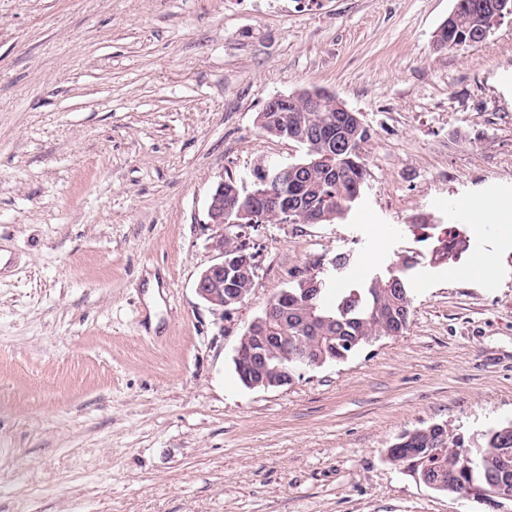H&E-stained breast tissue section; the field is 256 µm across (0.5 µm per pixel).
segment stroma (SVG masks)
<instances>
[{
    "mask_svg": "<svg viewBox=\"0 0 512 512\" xmlns=\"http://www.w3.org/2000/svg\"><path fill=\"white\" fill-rule=\"evenodd\" d=\"M454 5L0 0V512H512L386 458L416 428L473 449L512 421V16L436 49ZM303 89L359 113L366 183L337 223L243 227L255 286L218 314L195 291L210 193L303 158L256 123ZM465 200L495 206L485 231ZM426 222L466 251L436 260ZM402 256L403 335L242 385L270 299Z\"/></svg>",
    "mask_w": 512,
    "mask_h": 512,
    "instance_id": "obj_1",
    "label": "stroma"
}]
</instances>
